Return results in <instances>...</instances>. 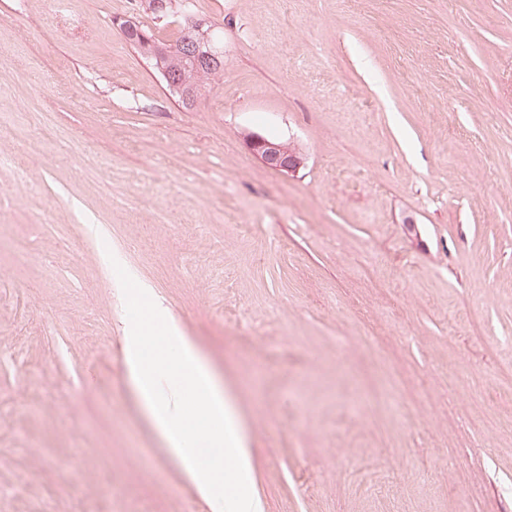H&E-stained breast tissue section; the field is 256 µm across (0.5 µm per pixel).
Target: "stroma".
I'll return each mask as SVG.
<instances>
[{
  "instance_id": "35a3bbf8",
  "label": "stroma",
  "mask_w": 512,
  "mask_h": 512,
  "mask_svg": "<svg viewBox=\"0 0 512 512\" xmlns=\"http://www.w3.org/2000/svg\"><path fill=\"white\" fill-rule=\"evenodd\" d=\"M193 12L224 73L185 107L117 25L145 0H0V512H211L107 251L216 370L265 512H512V0ZM249 150L269 169L286 173H297L307 162L306 155L293 142L272 139L259 133H251L246 138Z\"/></svg>"
}]
</instances>
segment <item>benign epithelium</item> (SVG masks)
Listing matches in <instances>:
<instances>
[{"mask_svg":"<svg viewBox=\"0 0 512 512\" xmlns=\"http://www.w3.org/2000/svg\"><path fill=\"white\" fill-rule=\"evenodd\" d=\"M179 8L188 23L186 37L179 44L153 42L133 19L124 20L120 28L127 42L144 49L151 48L149 55L157 60L158 71L171 93L192 106L204 90L207 72L222 52L212 43L211 28L191 13L190 0H181ZM246 144L267 168L276 172L295 174L307 162L306 155L292 141L251 133L246 138Z\"/></svg>","mask_w":512,"mask_h":512,"instance_id":"7a95c632","label":"benign epithelium"}]
</instances>
